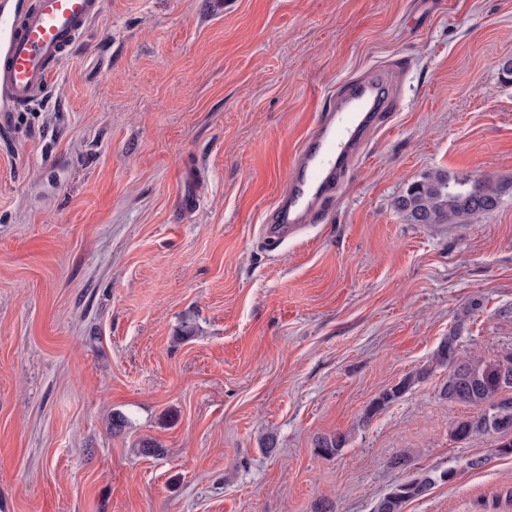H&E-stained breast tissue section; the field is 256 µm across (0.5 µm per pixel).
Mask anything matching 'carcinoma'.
I'll use <instances>...</instances> for the list:
<instances>
[{
    "label": "carcinoma",
    "instance_id": "carcinoma-1",
    "mask_svg": "<svg viewBox=\"0 0 512 512\" xmlns=\"http://www.w3.org/2000/svg\"><path fill=\"white\" fill-rule=\"evenodd\" d=\"M512 181L485 178L475 184L466 177L451 179L448 175L432 173L408 186L395 200V208L412 224L465 223L496 210ZM460 327H455L440 342L435 353L438 363L449 368L442 385L443 395L450 402L483 408V412L456 421L450 431L457 441H465L480 433H499L497 423L503 419L512 427V398L501 394L512 390V358L508 365L499 360L486 361L478 357H463L458 352ZM416 380L410 374L398 384L382 392L370 405L377 412L397 400ZM345 444L340 434L325 435L316 444L320 454H337ZM454 469L432 474L422 473L397 484L380 498L373 512H403L405 505L424 495L438 482L448 483L456 478Z\"/></svg>",
    "mask_w": 512,
    "mask_h": 512
}]
</instances>
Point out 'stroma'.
I'll list each match as a JSON object with an SVG mask.
<instances>
[{"label":"stroma","mask_w":512,"mask_h":512,"mask_svg":"<svg viewBox=\"0 0 512 512\" xmlns=\"http://www.w3.org/2000/svg\"><path fill=\"white\" fill-rule=\"evenodd\" d=\"M102 2L0 120V512H372L447 468L404 512H512V456L451 437L473 409L434 359L455 328L512 353V192L465 224L394 206L429 172L512 179V0ZM375 69L391 111L271 241L317 114ZM416 380V377L412 374L406 376L398 384L386 389L382 392L378 398H376L370 405L369 411L376 413L382 407L390 404L397 400ZM456 475V470L446 469L435 474L427 472L409 477L380 498L375 504L373 512H403L407 503L424 495L438 482L453 481Z\"/></svg>","instance_id":"1"}]
</instances>
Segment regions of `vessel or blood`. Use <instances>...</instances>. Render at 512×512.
Returning <instances> with one entry per match:
<instances>
[{
    "label": "vessel or blood",
    "instance_id": "vessel-or-blood-1",
    "mask_svg": "<svg viewBox=\"0 0 512 512\" xmlns=\"http://www.w3.org/2000/svg\"><path fill=\"white\" fill-rule=\"evenodd\" d=\"M101 0H0V104L19 112L45 98L59 65L99 15ZM386 105L384 78L372 72L319 114L289 176L288 195L277 207L276 229L298 231L309 212L333 192L379 123Z\"/></svg>",
    "mask_w": 512,
    "mask_h": 512
}]
</instances>
